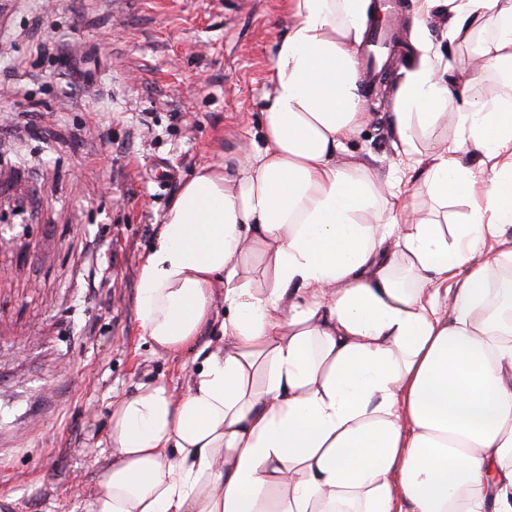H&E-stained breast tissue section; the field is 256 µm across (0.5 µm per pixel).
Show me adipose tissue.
Wrapping results in <instances>:
<instances>
[{
    "mask_svg": "<svg viewBox=\"0 0 512 512\" xmlns=\"http://www.w3.org/2000/svg\"><path fill=\"white\" fill-rule=\"evenodd\" d=\"M288 9L258 144L185 181L139 272L155 346L191 347L219 287L223 346L113 405L91 512H512V245L474 256L512 225V0H412L385 122L414 191L341 157L372 0ZM426 26L430 32L432 39L436 43L441 44L440 45L441 52L446 58L448 57V59H451V57H453L454 54L457 57L460 55L463 57H467V55L474 56L475 52L473 51V48H468L466 50L465 49L466 47H461L459 49L456 46H453L452 44L450 45L449 41L442 39L441 32H442V28H443V21L441 20V18L434 17V18L428 20V22L426 23Z\"/></svg>",
    "mask_w": 512,
    "mask_h": 512,
    "instance_id": "1",
    "label": "adipose tissue"
}]
</instances>
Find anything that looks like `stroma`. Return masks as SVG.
Here are the masks:
<instances>
[{"mask_svg":"<svg viewBox=\"0 0 512 512\" xmlns=\"http://www.w3.org/2000/svg\"><path fill=\"white\" fill-rule=\"evenodd\" d=\"M292 22L287 0H0V512H89L113 402L183 394L222 347H155L139 271L183 182L249 146ZM400 78L347 145L385 173Z\"/></svg>","mask_w":512,"mask_h":512,"instance_id":"obj_1","label":"stroma"}]
</instances>
